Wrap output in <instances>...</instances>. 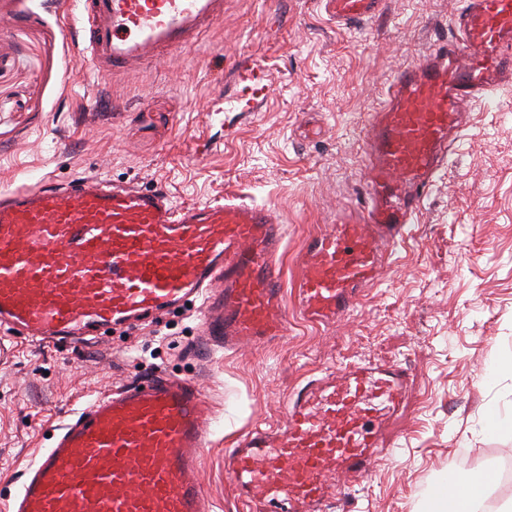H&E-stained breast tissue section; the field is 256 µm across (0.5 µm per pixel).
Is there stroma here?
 Masks as SVG:
<instances>
[{"label":"stroma","mask_w":512,"mask_h":512,"mask_svg":"<svg viewBox=\"0 0 512 512\" xmlns=\"http://www.w3.org/2000/svg\"><path fill=\"white\" fill-rule=\"evenodd\" d=\"M460 0H386L373 20L340 25L321 0H225L224 20L159 66L102 76L82 59L78 0H0V192L43 174L166 190L206 205L235 194L286 225L278 271L288 334L204 352L190 308L72 349L0 332V498L50 447L66 410L162 370L201 383L217 419L198 478L209 512H248L224 450L257 423L280 426L288 399L322 370L398 360L412 371L391 447L334 512H424L442 474L512 458V84L475 105L465 138L415 214L382 279L329 326L297 313L294 283L309 235L367 194L364 139L394 76L447 42ZM256 59L270 85L259 111L224 134V97Z\"/></svg>","instance_id":"stroma-1"}]
</instances>
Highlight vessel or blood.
<instances>
[{
  "label": "vessel or blood",
  "instance_id": "obj_1",
  "mask_svg": "<svg viewBox=\"0 0 512 512\" xmlns=\"http://www.w3.org/2000/svg\"><path fill=\"white\" fill-rule=\"evenodd\" d=\"M83 59L119 74L177 55L224 19V0H80ZM384 0H326L336 21L379 16ZM459 35L403 69L371 113L368 197L342 207L306 245L304 317L330 324L375 286L413 214L468 125L512 80V0H462ZM228 111H259L267 85L245 70ZM286 235L272 210L237 196L177 206L161 190L78 177L0 193V328L78 347L197 305L201 334L235 351L288 334L273 258ZM410 373L398 362L333 367L288 401L280 428L260 426L224 452L249 512H331L343 479L384 454ZM216 412L193 381L157 371L88 402L59 425L0 512H207L200 452Z\"/></svg>",
  "mask_w": 512,
  "mask_h": 512
}]
</instances>
